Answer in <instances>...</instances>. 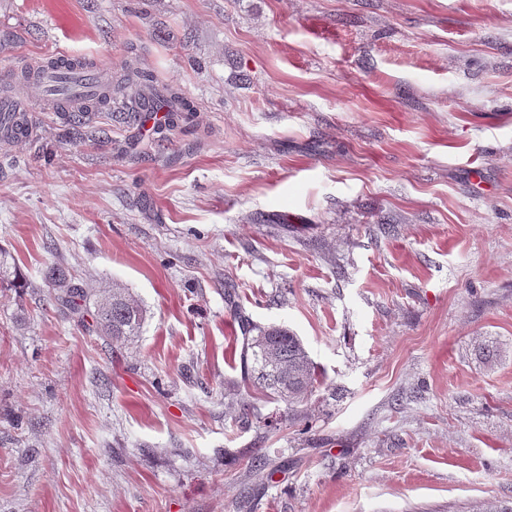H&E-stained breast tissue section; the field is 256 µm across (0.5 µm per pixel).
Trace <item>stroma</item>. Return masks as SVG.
Listing matches in <instances>:
<instances>
[{
    "mask_svg": "<svg viewBox=\"0 0 512 512\" xmlns=\"http://www.w3.org/2000/svg\"><path fill=\"white\" fill-rule=\"evenodd\" d=\"M147 67L187 130L21 84L0 142V512H499L512 505V0H0V67ZM128 289L118 348L46 269ZM299 336L291 407L242 320ZM242 327L241 361L246 381L289 406L308 399L317 378L299 337L284 326H251L247 321ZM254 331L256 335L249 336Z\"/></svg>",
    "mask_w": 512,
    "mask_h": 512,
    "instance_id": "1",
    "label": "stroma"
}]
</instances>
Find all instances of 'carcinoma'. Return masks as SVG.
<instances>
[{"label": "carcinoma", "mask_w": 512, "mask_h": 512, "mask_svg": "<svg viewBox=\"0 0 512 512\" xmlns=\"http://www.w3.org/2000/svg\"><path fill=\"white\" fill-rule=\"evenodd\" d=\"M138 98L136 105L148 104L167 113V121L154 126L170 129L192 121L194 104L173 86H159L147 69L127 71L112 84V100L121 103ZM46 280L55 291L54 300L87 331L116 343H132L142 334L146 311L125 289L114 288L95 293L76 281L60 265L47 269ZM17 287V271L9 251L0 247V285ZM241 361L246 380L266 391L274 399L290 406L299 404L312 393L317 378L315 367L302 341L284 326H243Z\"/></svg>", "instance_id": "carcinoma-1"}]
</instances>
